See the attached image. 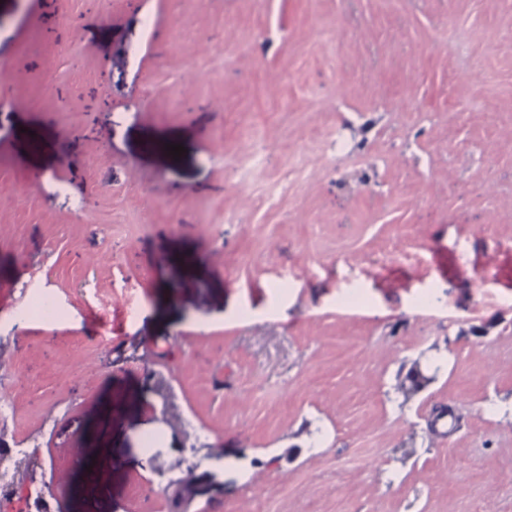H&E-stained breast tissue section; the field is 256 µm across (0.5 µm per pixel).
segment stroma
<instances>
[{
	"label": "stroma",
	"mask_w": 512,
	"mask_h": 512,
	"mask_svg": "<svg viewBox=\"0 0 512 512\" xmlns=\"http://www.w3.org/2000/svg\"><path fill=\"white\" fill-rule=\"evenodd\" d=\"M0 60V439L53 512H512V0H0ZM30 315H37L44 320H54L61 315V310L56 301L47 295H38L32 304L20 312V317L25 319Z\"/></svg>",
	"instance_id": "35a3bbf8"
}]
</instances>
